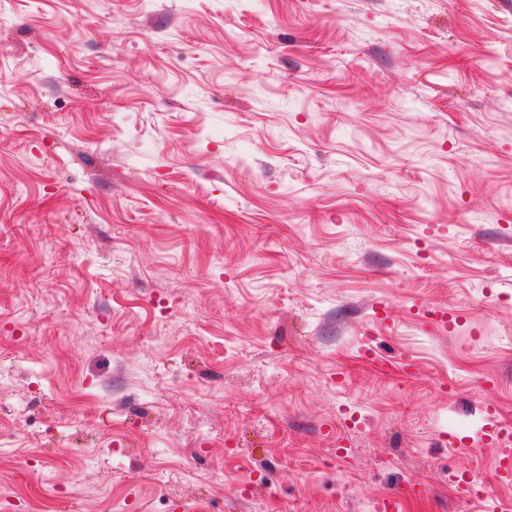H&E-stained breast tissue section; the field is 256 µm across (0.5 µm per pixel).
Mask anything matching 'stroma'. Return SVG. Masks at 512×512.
Listing matches in <instances>:
<instances>
[{
	"mask_svg": "<svg viewBox=\"0 0 512 512\" xmlns=\"http://www.w3.org/2000/svg\"><path fill=\"white\" fill-rule=\"evenodd\" d=\"M491 407L512 0H0V503L512 512Z\"/></svg>",
	"mask_w": 512,
	"mask_h": 512,
	"instance_id": "35a3bbf8",
	"label": "stroma"
}]
</instances>
